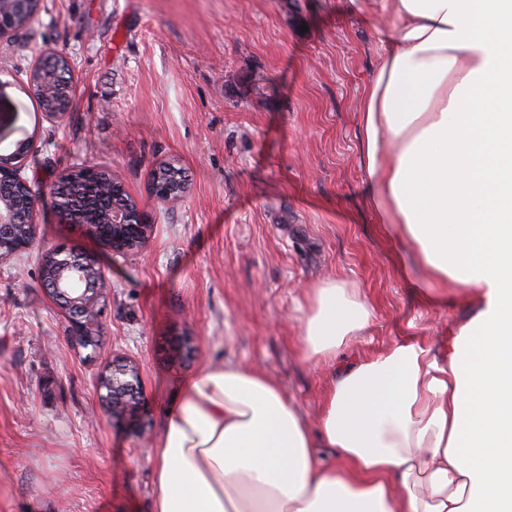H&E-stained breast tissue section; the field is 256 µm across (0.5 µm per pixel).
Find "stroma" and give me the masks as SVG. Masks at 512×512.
Instances as JSON below:
<instances>
[{"label":"stroma","instance_id":"obj_1","mask_svg":"<svg viewBox=\"0 0 512 512\" xmlns=\"http://www.w3.org/2000/svg\"><path fill=\"white\" fill-rule=\"evenodd\" d=\"M48 50L73 82L57 122L28 90ZM380 53L346 0H41L0 39V157L29 143L37 195L32 249L0 263V512H151L165 410L211 361L264 372L316 422L332 369L299 357V305L324 279L374 310L337 364L406 337L447 350L469 294L425 305L412 250L367 200L358 111ZM164 162L188 183L174 205L149 194ZM87 166L139 202L146 250L113 255L63 222L52 188ZM62 242L109 284L93 350L41 286V257ZM116 358L138 368L141 440L100 409L97 375Z\"/></svg>","mask_w":512,"mask_h":512}]
</instances>
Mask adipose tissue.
Segmentation results:
<instances>
[{
	"mask_svg": "<svg viewBox=\"0 0 512 512\" xmlns=\"http://www.w3.org/2000/svg\"><path fill=\"white\" fill-rule=\"evenodd\" d=\"M389 16L361 100L371 205L429 302H478L440 362L403 339L334 375L316 423L242 364L186 376L152 512H512V0H350ZM299 353L335 363L370 304L307 289Z\"/></svg>",
	"mask_w": 512,
	"mask_h": 512,
	"instance_id": "adipose-tissue-1",
	"label": "adipose tissue"
}]
</instances>
